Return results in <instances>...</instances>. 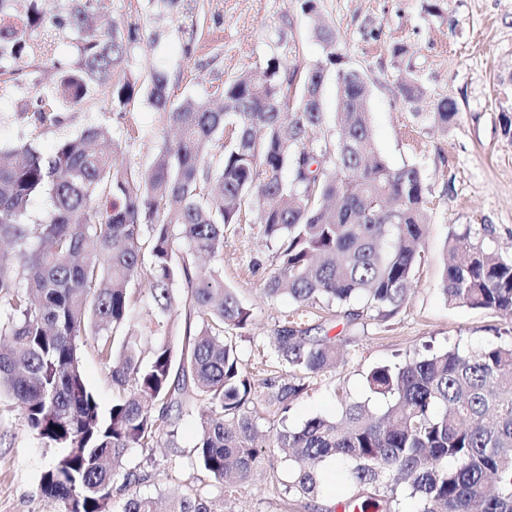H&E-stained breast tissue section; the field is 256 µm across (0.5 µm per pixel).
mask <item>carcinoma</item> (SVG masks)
I'll list each match as a JSON object with an SVG mask.
<instances>
[{
  "label": "carcinoma",
  "instance_id": "carcinoma-1",
  "mask_svg": "<svg viewBox=\"0 0 512 512\" xmlns=\"http://www.w3.org/2000/svg\"><path fill=\"white\" fill-rule=\"evenodd\" d=\"M29 0L23 17L14 0H0V76L11 81L20 62L40 56L59 70L49 90L27 73L32 116L41 125L64 121L65 107L100 89L122 112L139 94L125 66L135 29L104 20L88 26L98 0H67L49 15ZM40 29L35 42L31 32ZM78 36L72 66L52 56L55 34ZM326 65L303 72L272 57L221 92L171 100L168 78L151 76L148 100L179 130L145 171L119 164L120 143L104 125L61 140L45 157L31 142L0 149V393L19 411L26 430L62 448L42 474L40 490L62 512H107L114 486L124 492L118 512H158L141 492L151 475L128 468L131 448L172 442L176 420L202 409L198 442L171 465L201 470L220 488L176 493L167 512H233V489L247 483L265 456L297 464L286 489L315 495L326 462L349 467L350 483L372 486L382 499L350 495L344 512L385 504L397 493L410 512H512V342L457 348L385 364L367 376L389 398L382 413L353 402L336 418L316 416L299 427L262 424L286 412L316 380L344 359L346 343L307 322L321 305L343 316L383 320L405 303L421 263L428 188L414 165L392 168L373 147L367 86L357 70L337 83L338 138L316 139L326 117L321 90ZM403 99L422 90L407 73ZM452 100L438 101L432 120L443 129L458 119ZM223 154L213 161L221 139ZM292 178L286 181L282 171ZM49 195L46 217L30 201ZM252 211L274 249L265 296L288 295L291 317L268 336L285 373L263 380L262 395L243 367L236 330L251 313L224 286L218 271L201 273L196 257L224 252V234ZM442 293L452 303L512 317V256L471 239V229L448 240ZM150 283L153 310L142 321L156 337L149 352L129 326L138 296L133 281ZM183 335L169 340L171 323ZM110 370L112 407L102 412L81 371L83 347Z\"/></svg>",
  "mask_w": 512,
  "mask_h": 512
}]
</instances>
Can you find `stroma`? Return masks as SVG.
Masks as SVG:
<instances>
[{"label": "stroma", "mask_w": 512, "mask_h": 512, "mask_svg": "<svg viewBox=\"0 0 512 512\" xmlns=\"http://www.w3.org/2000/svg\"><path fill=\"white\" fill-rule=\"evenodd\" d=\"M101 12L121 28L137 25L127 71L141 81L154 72L167 74L175 101L207 95L243 71L263 68L273 56L287 55L289 65L303 70L325 63L329 49L315 28L328 27L339 63L328 65L325 73L324 111L337 109V68L362 72L376 152L391 166L419 167L425 177L424 259L403 307L385 321L324 313L325 333L348 339L350 355L294 401L289 425L313 416L336 417L347 401L383 410L384 398L373 394L366 381L375 367L428 348H479L512 339V318L450 303L441 292L451 234L467 229L472 237H485L502 253H512V140L499 124L501 113H512V0H181L174 11L160 0H101ZM398 45L406 46V54L394 55ZM25 68L17 80L0 83L1 146L29 141L48 154L61 139L103 124L120 140L123 163L144 168L174 137L143 93L118 113L109 92L100 91L69 107L58 127L18 119V112L32 109L27 72L40 71L47 83L55 76L37 56L26 58ZM405 73L422 89L411 102L396 88ZM444 98L459 109L457 121L445 130L429 118ZM202 266L221 272L225 285L250 310L251 321L237 344L249 371L258 372L271 359L268 337L294 304L284 296L270 300L264 295L275 261L253 215L233 225L223 254L203 260ZM199 427L197 415L183 417L175 447L131 450L128 467L156 474L147 487L150 494L180 491L199 478V471L169 465L176 453L190 452ZM55 455L22 426L13 402L1 397L0 512H59V503L40 490L41 475ZM290 470L280 458L259 467L238 491L234 512H343L345 467L324 466L318 490L309 498L287 492Z\"/></svg>", "instance_id": "35a3bbf8"}]
</instances>
